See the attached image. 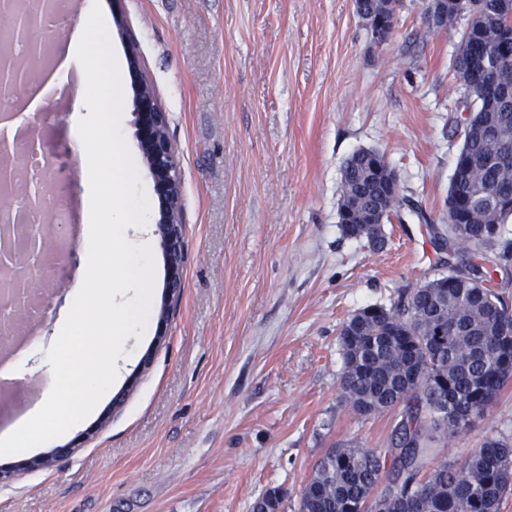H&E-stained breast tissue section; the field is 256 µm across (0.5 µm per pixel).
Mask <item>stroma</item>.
<instances>
[{
    "instance_id": "stroma-1",
    "label": "stroma",
    "mask_w": 512,
    "mask_h": 512,
    "mask_svg": "<svg viewBox=\"0 0 512 512\" xmlns=\"http://www.w3.org/2000/svg\"><path fill=\"white\" fill-rule=\"evenodd\" d=\"M122 25L112 54L136 44L140 70L170 117L184 180V288L157 341V317L129 337L113 392L63 439L76 451L0 485V512H252L269 489L280 512L332 445L387 447L396 415L363 418L339 397V333L357 310L391 306L444 268L446 200L467 114L453 60L466 18L430 30L423 0H403L378 47L354 0H80ZM121 124L148 202L154 181L136 135L129 67ZM83 81L63 82L50 144L81 207L72 125ZM384 153L403 205L373 250L339 230L346 160ZM78 263L44 308L46 348L82 283ZM30 357L18 392L49 380ZM150 365H143L144 355ZM512 436V380L483 418L437 437L436 460H459Z\"/></svg>"
}]
</instances>
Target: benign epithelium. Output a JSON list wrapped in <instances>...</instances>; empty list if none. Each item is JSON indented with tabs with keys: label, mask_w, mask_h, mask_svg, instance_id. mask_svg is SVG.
<instances>
[{
	"label": "benign epithelium",
	"mask_w": 512,
	"mask_h": 512,
	"mask_svg": "<svg viewBox=\"0 0 512 512\" xmlns=\"http://www.w3.org/2000/svg\"><path fill=\"white\" fill-rule=\"evenodd\" d=\"M54 8L52 0H34L20 9L14 0L0 5V21L8 24L17 41L28 46V57L0 54V99L13 100L25 95L43 64L41 40L36 33L41 28L39 16ZM130 71L135 90L134 115L141 148L155 182L157 194V232L164 251L167 278L164 303L181 294L185 265L184 227L181 222L182 177L175 148L169 134L168 113L159 103L153 88L144 79L134 51H129ZM28 146H41L53 152L44 139L39 120L26 125ZM48 176L26 181L21 167L15 162L8 139L0 135V212L9 210L0 222V270L15 273L10 289L0 303V337L9 335L13 320L28 306L33 294L43 285L55 284L57 271L79 263L74 248L64 247L59 239L68 236L66 224H26L27 210L48 214L51 203L42 190Z\"/></svg>",
	"instance_id": "obj_1"
}]
</instances>
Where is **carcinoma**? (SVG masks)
I'll use <instances>...</instances> for the list:
<instances>
[{"label": "carcinoma", "instance_id": "carcinoma-1", "mask_svg": "<svg viewBox=\"0 0 512 512\" xmlns=\"http://www.w3.org/2000/svg\"><path fill=\"white\" fill-rule=\"evenodd\" d=\"M441 16L453 26L468 16L455 56V73L468 91L469 118L448 190L467 213L448 212V274L403 291L386 308L366 306L343 324L340 397L370 416L401 409L390 446L347 443L327 449L300 498L299 512H397V499L414 494L418 512H499L512 491V441L488 438L460 462L428 467L436 436L465 428L485 415L512 378V353L500 345L503 318L512 306L496 289L501 260L512 258L506 224L512 207V56L501 46L512 32V0H446ZM356 11L375 22L391 19L383 0H356ZM494 74L503 93L488 106L479 93L481 72ZM358 150L343 168L339 212L343 236L378 250L387 209L374 192L375 175L393 168L385 156ZM285 492L263 495L253 512H272Z\"/></svg>", "mask_w": 512, "mask_h": 512}]
</instances>
